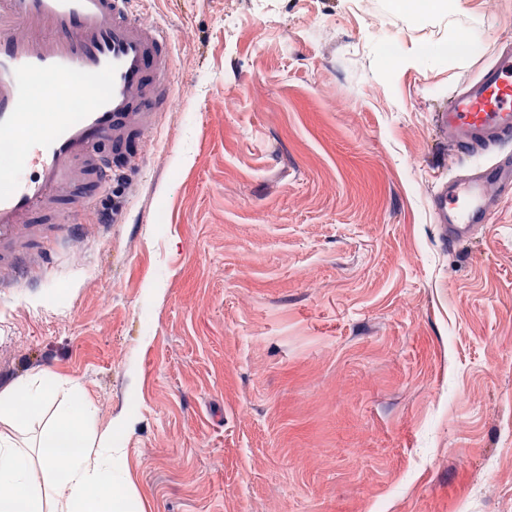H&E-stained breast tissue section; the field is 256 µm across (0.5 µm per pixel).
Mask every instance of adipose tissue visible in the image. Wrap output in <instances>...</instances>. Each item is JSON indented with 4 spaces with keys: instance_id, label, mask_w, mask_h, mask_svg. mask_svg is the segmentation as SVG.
I'll list each match as a JSON object with an SVG mask.
<instances>
[{
    "instance_id": "adipose-tissue-1",
    "label": "adipose tissue",
    "mask_w": 512,
    "mask_h": 512,
    "mask_svg": "<svg viewBox=\"0 0 512 512\" xmlns=\"http://www.w3.org/2000/svg\"><path fill=\"white\" fill-rule=\"evenodd\" d=\"M55 377L0 392V422L15 425L31 407L52 400ZM95 414L90 403L72 395L68 407L52 414L41 450L43 469L53 476L52 494L30 485V465L10 436L0 432V512H110L112 495L124 486L119 444L111 434L91 442ZM66 449L67 465L57 472L58 449Z\"/></svg>"
}]
</instances>
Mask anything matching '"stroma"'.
<instances>
[{
    "label": "stroma",
    "instance_id": "stroma-1",
    "mask_svg": "<svg viewBox=\"0 0 512 512\" xmlns=\"http://www.w3.org/2000/svg\"><path fill=\"white\" fill-rule=\"evenodd\" d=\"M175 57L133 164L0 284V391L113 431L119 512H512V196L444 247L466 166L434 114L512 42V0H139ZM460 62H417L449 27ZM393 47L414 64L388 68ZM469 0H397L403 13L412 17L427 15L451 18L467 11ZM472 32H459L455 28L448 29V59L462 60L465 57L463 51L469 50L474 44ZM59 386L55 377L46 375L38 383L15 386L0 392V422L13 427L23 420L31 407L52 400Z\"/></svg>",
    "mask_w": 512,
    "mask_h": 512
}]
</instances>
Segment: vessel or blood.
Wrapping results in <instances>:
<instances>
[{
    "instance_id": "obj_1",
    "label": "vessel or blood",
    "mask_w": 512,
    "mask_h": 512,
    "mask_svg": "<svg viewBox=\"0 0 512 512\" xmlns=\"http://www.w3.org/2000/svg\"><path fill=\"white\" fill-rule=\"evenodd\" d=\"M134 0H0V142L10 162L0 167V271L27 277L39 250L40 221L68 223L85 189L128 164L127 148L164 111L174 65L165 31L141 20ZM46 78L41 98L33 78ZM103 91H96V84ZM80 98L78 115L59 106ZM456 149L492 155L490 164L441 180L430 196L443 244L469 238L490 217L497 184L512 195V49L454 94L435 115Z\"/></svg>"
}]
</instances>
